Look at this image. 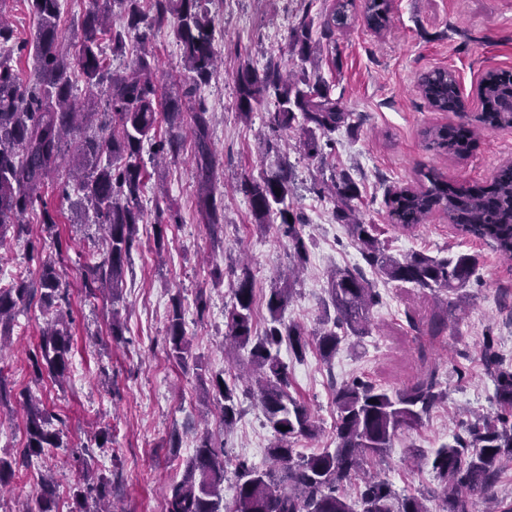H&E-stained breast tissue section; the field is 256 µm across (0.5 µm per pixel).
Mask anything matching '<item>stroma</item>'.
<instances>
[{"label":"stroma","instance_id":"obj_1","mask_svg":"<svg viewBox=\"0 0 512 512\" xmlns=\"http://www.w3.org/2000/svg\"><path fill=\"white\" fill-rule=\"evenodd\" d=\"M331 0H211L213 48L224 64L200 84L197 95L214 114L211 143L216 159L214 192L224 205L220 234H212L196 212L198 183L194 148L184 141L178 156L156 162L152 142H145L139 162L150 175L140 199L145 222L139 227L125 266L119 302L87 297L83 263L98 234L92 215L81 213L74 198L49 195L59 218L46 231L33 215L23 218L28 240L10 239L0 247V278L13 279L18 270L37 273L42 261L62 256L66 271L72 349L65 382L37 375L30 357L40 343V329L51 313L38 302L21 307L8 327L0 353V385L11 396L0 406V457L20 455L26 443L27 398L42 402L62 431L67 447L33 458L18 477L0 489V512H25L34 506L39 480L54 474L59 483V512H70L75 487L94 476L111 484L109 497L118 512H165L170 485L180 480L200 435H210L230 461L245 459L265 466L273 440L260 406L243 402L232 428H225L217 400H203L212 375L235 372V358L224 341V313L231 307L230 284L249 269L258 298L256 329H263L267 311L264 294L271 281L286 276L288 241L276 225L257 229L241 181L273 172L285 161L295 177L291 199L305 222L303 236L308 263L295 285L285 317L307 330L327 317V276L335 269H355L364 262L346 227L336 220V204L320 194L323 182L345 171L360 184L358 203L364 223L374 225L386 253L401 259L412 253L446 258L459 252L473 255L477 267L467 287L465 311L450 316L440 335L429 333L437 310L435 291L409 283L391 282L368 272L380 298L370 312L367 336L348 338L332 361L316 348L304 360L288 350L280 357L288 366L289 393L308 408L318 427L313 439H299L298 452L307 454L336 445L335 389L355 377L368 378L390 390L412 386L437 371L448 389V401L423 425L399 432L383 461L368 469L399 494L423 496L430 512H439L440 485L427 463H414L412 448L431 453L451 440L465 424L495 412L494 382L479 361L484 336H494L512 361V310L501 307L500 294L512 292V261L503 260L483 241L462 236L444 214L434 213L412 228L394 224L387 200L391 193L419 184L422 169L436 168L449 181L483 183L496 169L512 161V127L482 132L464 159L429 151L427 128L474 122L478 109L434 111L418 88L419 76L434 68L455 71L466 91H475L493 69L512 70V0H391V23L374 32L362 21L326 37L321 22ZM314 22L311 38L318 51L300 60L291 52L292 28L301 16ZM157 60L159 97L190 78L172 25L129 34L126 50L108 54L113 70L123 69L140 50ZM256 71L276 66L284 72L323 78L332 96L350 112L352 127L332 133L323 157L300 152V126L272 129V101L254 106L249 115L237 109L232 77L241 61ZM178 215L164 226L165 249L155 252L154 226L160 213ZM67 243L57 253L56 241ZM40 254L29 259L28 243ZM184 308L189 364L169 354L167 318L171 298ZM205 298V312L196 309ZM124 322L121 336L111 334L113 313ZM112 431V445H96L95 432Z\"/></svg>","mask_w":512,"mask_h":512}]
</instances>
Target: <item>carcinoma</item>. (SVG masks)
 <instances>
[{"label":"carcinoma","mask_w":512,"mask_h":512,"mask_svg":"<svg viewBox=\"0 0 512 512\" xmlns=\"http://www.w3.org/2000/svg\"><path fill=\"white\" fill-rule=\"evenodd\" d=\"M39 22L34 47L33 79L23 84L13 65L14 54L26 45L15 41L14 29L0 17V246L8 237L18 240L28 233L20 219L39 208L41 223H57V215L45 199L52 182L62 193L73 190L77 203L93 215L104 231L105 244L94 247L84 265L83 283L91 297L104 290L112 302L120 300L124 267L144 212L139 200L146 187L147 171L137 162L142 143L155 136L158 94L154 80L156 64L151 54L141 52L121 72L111 70L104 57L102 40L108 39L112 52L123 51V33L138 32L172 22L182 46L185 69L192 81L180 86L167 103L170 126L177 125L182 103L197 95L198 86L209 81L217 68L213 49V18L209 0H103V6L88 10L80 32L68 37L59 29L60 0H28ZM119 8L124 31L110 27L109 8ZM353 0H333L323 21V34L347 28L354 20ZM364 24L380 32L390 22V0H365ZM312 20L303 15L293 28L291 50L300 59L310 58ZM105 97L106 111L79 112L75 106V78ZM239 109L246 115L253 105L273 100L275 111L269 121L273 128L288 130L302 116L301 140L306 154L322 155L320 139L346 124L350 113L343 111L329 86L305 76L284 77L277 67L259 74L241 64L233 74ZM457 77L448 69H433L419 78L422 95L437 112H455L460 102ZM512 94V74L493 70L486 73L481 90L479 125H443L425 131L427 147L438 154L467 157L476 146L479 132L512 126V112L503 101ZM210 112L198 101L191 116L195 146L198 212L204 223L219 231L224 215L218 209L213 189L214 156L208 131ZM419 189H402L392 198L391 217L404 228L422 224L441 212L448 223L470 237L489 244L503 257L512 259V164L501 166L485 184L458 186L435 168L420 172ZM249 198L251 212L262 228L270 219L279 221L288 238L291 255L306 265L308 247L302 223L288 199L293 193L292 172L284 164L270 175L241 183ZM336 203V218L344 223L358 243L362 258L375 273L388 281L412 283L436 289L445 295L462 297L475 272V258L458 253L438 259L413 253L399 260L385 253L372 234L373 225L357 216L355 201L361 196L359 184L345 171L329 188ZM292 284L275 280L266 293L269 319L261 333L254 331L255 284L247 270L231 284L233 302L224 314V340L236 350L247 351L253 376L235 374L230 379L217 374L211 388L218 396L224 427L230 428L242 411L241 397L256 400L274 432L268 448L269 464L257 467L240 460L235 464V495L224 503V452L203 437L195 448L180 482L172 486L166 512H429L416 495H399L389 484L368 473L370 458H384L401 429L421 425L433 410L448 400L432 371L411 387L391 392L364 377H356L336 390V447L302 454L292 447L295 440L316 436L308 409L288 393V365L279 357L281 346L301 358L315 346L325 361L336 356L349 336L366 334L370 311L379 294L358 269H337L329 275L328 297L335 311L314 336L284 313L292 297ZM59 270L54 262L40 266L38 278L19 276L0 288V326L14 319L20 306L39 298L46 308L58 307L41 331L39 350L32 365L56 380L67 376L70 366L71 335L61 303L67 302ZM454 300L444 301L435 313L431 332L439 335L448 327ZM170 355L185 364L191 357L183 329L181 304L173 302L168 315ZM481 360L494 386L496 412L453 435L430 458L432 471L441 485V512H471L470 500L477 493L495 502L493 512H512V502L495 500V489L504 468L512 462V364L485 336ZM27 442L24 458L40 456L52 448H66L59 431L48 429L49 413L32 399L26 400ZM108 494L105 483L87 484L73 495L71 512H88L91 495ZM56 483L44 478L36 510L57 512Z\"/></svg>","instance_id":"carcinoma-1"}]
</instances>
